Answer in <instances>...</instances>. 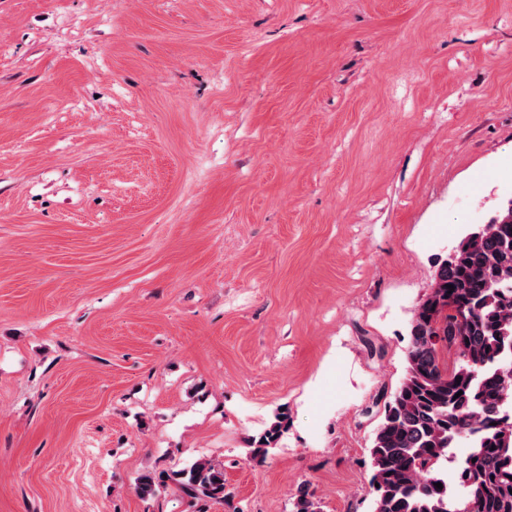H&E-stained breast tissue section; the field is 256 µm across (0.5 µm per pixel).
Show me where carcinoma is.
<instances>
[{
	"label": "carcinoma",
	"mask_w": 512,
	"mask_h": 512,
	"mask_svg": "<svg viewBox=\"0 0 512 512\" xmlns=\"http://www.w3.org/2000/svg\"><path fill=\"white\" fill-rule=\"evenodd\" d=\"M510 282L512 205L437 263L413 310L405 374L372 439L373 512H452L462 500L481 512H512V289L501 287ZM444 350L456 355L452 363ZM287 429L288 413L280 412L253 440L254 456H265ZM463 442L471 449L458 472L462 496L453 497L442 466ZM165 479L145 470L134 490L150 498ZM176 483L193 506L224 503V466L212 459L196 460ZM292 512H319L306 487L293 496Z\"/></svg>",
	"instance_id": "obj_1"
}]
</instances>
